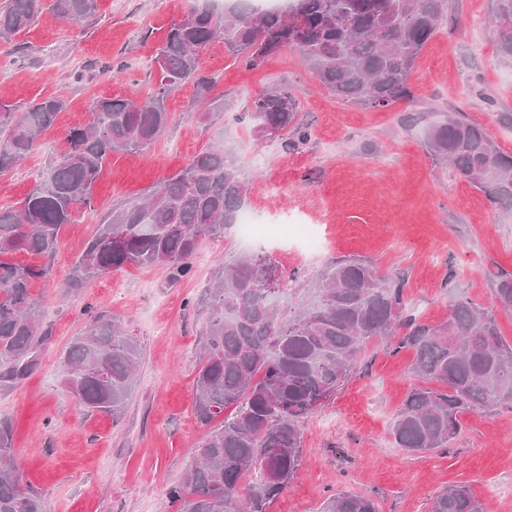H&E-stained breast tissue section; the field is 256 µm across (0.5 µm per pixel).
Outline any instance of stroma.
<instances>
[{"instance_id":"1","label":"stroma","mask_w":512,"mask_h":512,"mask_svg":"<svg viewBox=\"0 0 512 512\" xmlns=\"http://www.w3.org/2000/svg\"><path fill=\"white\" fill-rule=\"evenodd\" d=\"M453 9L417 59L412 99L366 109L337 101L306 62L287 52L249 65L215 42L200 68L214 76L216 109L199 120L194 89L166 100L172 121L162 136L133 152L112 154L94 187V206L63 225L49 278L31 285L49 342L36 372L0 389V414L15 422L14 465L43 491L51 512H174L169 489L191 469L204 429L193 412L200 322L192 306L225 255L263 251L279 272L309 280L332 261L357 258L380 275L402 276L411 311L427 324L448 317L444 288L495 312L512 342V312L494 296L497 276L512 274V215L452 168L425 153L421 110L462 112L512 154V58L500 55L487 20L492 0H452ZM191 0H98L95 19L72 23L43 11L20 35L0 44V102L16 111L48 96L65 99L50 128L22 164L0 174V206H19L66 150V132L89 122L92 98H144L157 83V49ZM283 83L300 102L311 138L284 150L280 138H256L246 110L266 87ZM223 143L250 183L248 204L260 223L299 221L323 232L311 253L293 238L260 245L233 231L202 237L194 275L169 285L160 267H128L72 290L66 282L105 211L141 196L195 154ZM124 319L142 356L120 424L80 412L60 382L59 359L72 336L98 312ZM411 350L372 343L367 354L304 426L305 461L270 512H319L339 490L371 496L378 512H429L436 493L468 486L483 512H512V410L463 415L449 449L425 457L397 448L389 430L413 382Z\"/></svg>"}]
</instances>
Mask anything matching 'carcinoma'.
<instances>
[{"label": "carcinoma", "instance_id": "1", "mask_svg": "<svg viewBox=\"0 0 512 512\" xmlns=\"http://www.w3.org/2000/svg\"><path fill=\"white\" fill-rule=\"evenodd\" d=\"M451 0H289L267 10L255 0H234L225 10L195 4L172 23L155 62L159 78L146 100L94 98L92 119L66 134L67 149L49 176L18 207H0V257L25 252L47 262L0 260V387L34 372L48 340L31 284L50 275L59 231L93 205V187L107 157L156 140L171 117V90L190 84L210 103L213 79L200 70L199 53L222 39L229 51L255 63L289 51L310 66L318 84L343 103L385 108L409 95L415 60L448 17ZM69 22L91 18L97 0H52ZM43 9V0H0V43L11 44ZM304 37L296 42L292 27ZM499 52L512 56V0H492ZM65 108L46 97L25 112L0 103V173L25 159L38 135ZM253 133L274 131L285 150L311 138L299 103L285 84L251 102ZM423 145L433 159L504 210L512 209V155L486 128L460 112L433 118L419 112ZM249 182L232 155L207 148L142 198L112 206L68 281H88L128 266L162 267L168 283L193 276L200 238H219L236 224ZM277 270L269 257L251 254L219 263L193 306L203 315L194 408L203 425L222 418L203 437L199 462L169 491L178 512H267L304 461L302 428L361 359L368 344L414 352L410 387L391 423L396 445L413 454L448 448L469 412L512 409V344L494 314L455 295L438 325L408 314L405 281L385 278L355 259H338L310 282L289 274L267 285ZM498 304L512 310V276L498 277ZM141 348L123 323L102 311L69 343L61 361L63 384L90 414L122 420L134 389ZM0 512H48L43 493L24 483L13 465V426L0 416ZM320 512H377L372 497L341 491ZM431 512H481L469 489L449 485Z\"/></svg>", "mask_w": 512, "mask_h": 512}]
</instances>
